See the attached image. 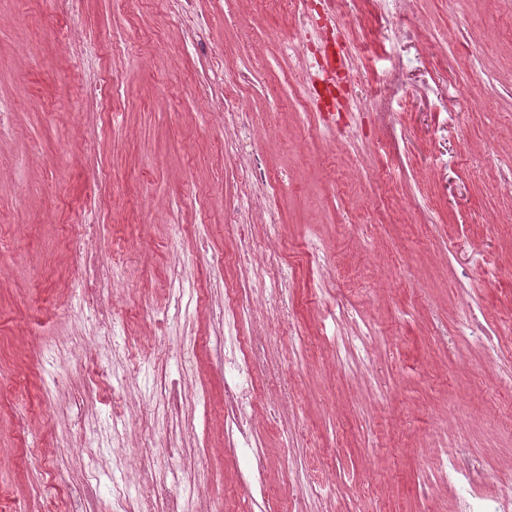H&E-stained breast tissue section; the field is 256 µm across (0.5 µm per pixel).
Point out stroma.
<instances>
[{
	"instance_id": "35a3bbf8",
	"label": "stroma",
	"mask_w": 512,
	"mask_h": 512,
	"mask_svg": "<svg viewBox=\"0 0 512 512\" xmlns=\"http://www.w3.org/2000/svg\"><path fill=\"white\" fill-rule=\"evenodd\" d=\"M349 18L345 29L320 8L291 18L260 0H198L175 26L166 0H76L67 15L50 0H0V512H44L50 492L73 512L134 502L137 447L166 424L130 426L116 446L106 402L79 414L68 400L94 352L126 372L123 391L140 404L191 342L200 400L184 454L158 464L209 454L174 497L209 490L228 512H281L296 498L304 512H451L432 477L442 444L462 448L486 489L512 474V0H410L392 18L354 0ZM298 31L339 58L355 44L347 81L309 112L283 48ZM237 70L256 75L253 127L238 138L203 105L234 89ZM100 83L112 88L106 112ZM248 158L272 177L279 234L267 238L256 215L252 232L284 268L294 321L265 323L252 269L224 270L251 302L239 333L267 325V369L292 385L291 406L258 424V460L226 445L224 372L206 352L211 255L240 249L224 217ZM91 163L106 174L94 185ZM90 199L101 255L137 251L116 284L110 337L80 305L65 246ZM176 269L194 299L170 316ZM339 291L347 306L332 317ZM473 318L488 345L468 342ZM335 335L367 339L351 371L324 345ZM142 345L149 355L128 367L121 347ZM382 391L390 406L377 404ZM257 467L266 489L250 498L237 483Z\"/></svg>"
}]
</instances>
